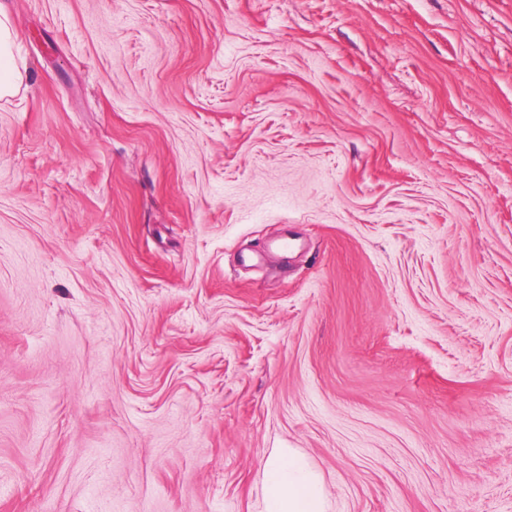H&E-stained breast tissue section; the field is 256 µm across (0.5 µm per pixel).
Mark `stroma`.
I'll list each match as a JSON object with an SVG mask.
<instances>
[{
	"mask_svg": "<svg viewBox=\"0 0 512 512\" xmlns=\"http://www.w3.org/2000/svg\"><path fill=\"white\" fill-rule=\"evenodd\" d=\"M0 6V512H512V0ZM16 32L9 16L0 11V96L15 94L24 81L25 74L16 63L13 46ZM263 478L262 512H327L328 492L321 476L294 449L272 456Z\"/></svg>",
	"mask_w": 512,
	"mask_h": 512,
	"instance_id": "stroma-1",
	"label": "stroma"
}]
</instances>
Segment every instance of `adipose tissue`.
<instances>
[{"label":"adipose tissue","instance_id":"1","mask_svg":"<svg viewBox=\"0 0 512 512\" xmlns=\"http://www.w3.org/2000/svg\"><path fill=\"white\" fill-rule=\"evenodd\" d=\"M16 32L0 11V96L15 94L24 81L13 46ZM263 512H327L328 492L321 476L294 449L277 452L266 463Z\"/></svg>","mask_w":512,"mask_h":512}]
</instances>
